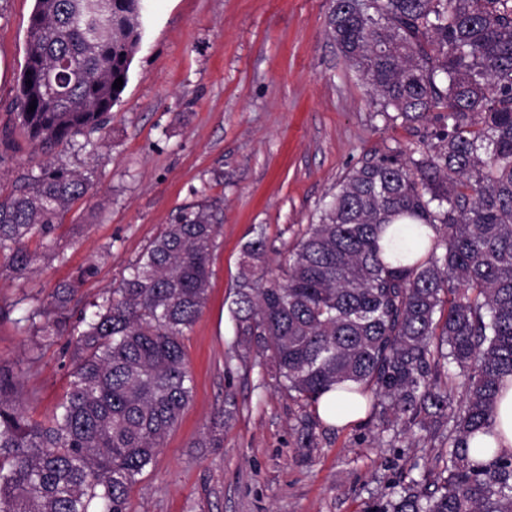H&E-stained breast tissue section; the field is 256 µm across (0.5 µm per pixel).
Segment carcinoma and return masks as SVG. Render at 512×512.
Wrapping results in <instances>:
<instances>
[{
	"label": "carcinoma",
	"instance_id": "carcinoma-1",
	"mask_svg": "<svg viewBox=\"0 0 512 512\" xmlns=\"http://www.w3.org/2000/svg\"><path fill=\"white\" fill-rule=\"evenodd\" d=\"M145 11L146 0H35L17 117L45 159L0 199V258L18 276L36 261L26 242L50 240L93 186L57 150L107 138ZM329 25L381 111L440 112L441 129L348 172L283 277L264 270L265 238L244 245L237 345L306 408L340 387L400 447L417 429L440 439V491L413 480L371 512H512V456L470 448L497 436L512 376V0H333ZM220 214L208 196L184 208L90 312L71 303L91 266L30 307L24 332L36 348L68 337L71 369L37 422L0 364V512H129L193 396L182 339L206 305Z\"/></svg>",
	"mask_w": 512,
	"mask_h": 512
}]
</instances>
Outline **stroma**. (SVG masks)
<instances>
[{"mask_svg": "<svg viewBox=\"0 0 512 512\" xmlns=\"http://www.w3.org/2000/svg\"><path fill=\"white\" fill-rule=\"evenodd\" d=\"M332 0H147L144 36L110 134L95 153L69 149L70 168L94 181L55 234L57 259L38 239L34 270L0 269V306L47 303L78 281L85 306L116 285L129 263L185 206L220 198L205 308L183 339L194 393L130 494L131 512H366L414 463L434 468L439 440L393 447L375 421L336 427L311 418L235 345L229 307L242 248L264 235L267 269L336 184L366 159L416 148L440 115L409 123L376 111L328 24ZM34 0H0V195L37 159L16 117ZM94 272L77 280L78 271ZM0 316V361L24 367L25 409L51 416L69 381L65 340L34 350L19 320ZM224 445L199 442L215 417Z\"/></svg>", "mask_w": 512, "mask_h": 512, "instance_id": "1", "label": "stroma"}]
</instances>
